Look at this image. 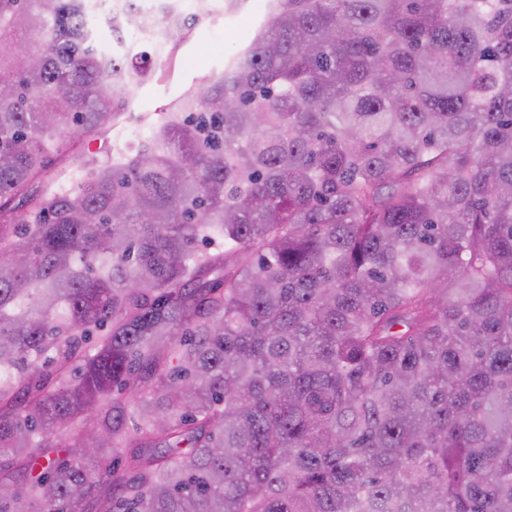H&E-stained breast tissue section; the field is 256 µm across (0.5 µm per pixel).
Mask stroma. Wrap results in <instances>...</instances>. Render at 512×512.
Masks as SVG:
<instances>
[{"label": "stroma", "instance_id": "1", "mask_svg": "<svg viewBox=\"0 0 512 512\" xmlns=\"http://www.w3.org/2000/svg\"><path fill=\"white\" fill-rule=\"evenodd\" d=\"M265 0H248L239 12L225 14L224 0H211L210 13L201 18L184 40L175 39L158 55L164 75L161 80H150L135 85L126 113L119 128L106 136L85 141L86 153H97L107 141L125 140L130 129L144 127L155 119L164 105L172 103L183 92L198 84L216 78L224 72L225 57L235 53L250 39L263 12Z\"/></svg>", "mask_w": 512, "mask_h": 512}]
</instances>
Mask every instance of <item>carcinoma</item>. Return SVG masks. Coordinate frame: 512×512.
<instances>
[{
	"mask_svg": "<svg viewBox=\"0 0 512 512\" xmlns=\"http://www.w3.org/2000/svg\"><path fill=\"white\" fill-rule=\"evenodd\" d=\"M141 12L0 0V512H512V0H266L87 156Z\"/></svg>",
	"mask_w": 512,
	"mask_h": 512,
	"instance_id": "carcinoma-1",
	"label": "carcinoma"
}]
</instances>
